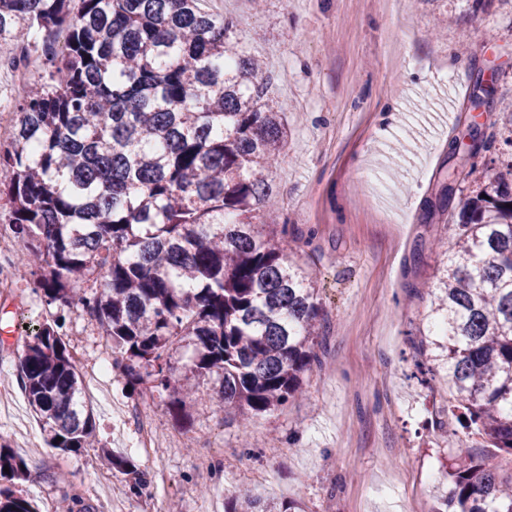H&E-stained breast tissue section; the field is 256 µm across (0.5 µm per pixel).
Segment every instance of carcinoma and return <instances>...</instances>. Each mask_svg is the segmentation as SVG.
Instances as JSON below:
<instances>
[{"label":"carcinoma","mask_w":512,"mask_h":512,"mask_svg":"<svg viewBox=\"0 0 512 512\" xmlns=\"http://www.w3.org/2000/svg\"><path fill=\"white\" fill-rule=\"evenodd\" d=\"M67 32L44 53L45 76L15 100L0 142V214L22 252L13 263L49 305L82 306L133 391L149 384L188 415L190 380L170 351L194 345L195 377L219 375L220 401L254 417L303 392L325 313L310 274L288 260V225L258 229L273 187L266 170L285 121L268 69L242 49L235 24L200 0H0V45L25 53L41 32ZM503 169L448 225L453 253L431 293L449 411L512 456V138ZM52 319L28 333L18 377L62 451L92 448L83 379ZM134 484L146 474L102 450ZM9 472H4V467ZM25 461L0 446V512H37L19 484ZM435 512H512V471L460 448ZM224 512H305L249 491Z\"/></svg>","instance_id":"cac0c4a2"}]
</instances>
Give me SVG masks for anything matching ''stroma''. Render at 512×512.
<instances>
[{"label": "stroma", "mask_w": 512, "mask_h": 512, "mask_svg": "<svg viewBox=\"0 0 512 512\" xmlns=\"http://www.w3.org/2000/svg\"><path fill=\"white\" fill-rule=\"evenodd\" d=\"M236 22L244 49L266 61L288 138L268 177L271 224L287 223L288 252L312 272L327 318L319 363L303 395L282 410L245 419L217 407L219 384L197 380L187 417L166 395L133 394L115 378L112 349L82 308L46 304L24 280L0 284V380L18 386L25 338L5 326L63 317L81 371L100 369L104 387L86 396L103 446L131 455L149 483L101 464L100 449L63 453L17 448L28 468L23 489L41 512L67 493L102 507L109 479L127 512H224V498L249 489L306 512H434L442 472L464 436L448 432L449 390L421 382L412 345L427 327L428 291L452 252L447 222L475 195L478 175L459 174L451 141L472 126L512 136V114L476 116L480 80L496 74L495 98H512V0H202ZM457 65L446 70L448 55ZM373 172L375 183L363 175ZM454 191L440 194L447 173ZM129 422L113 434V405ZM151 452L133 449L141 431Z\"/></svg>", "instance_id": "1"}]
</instances>
